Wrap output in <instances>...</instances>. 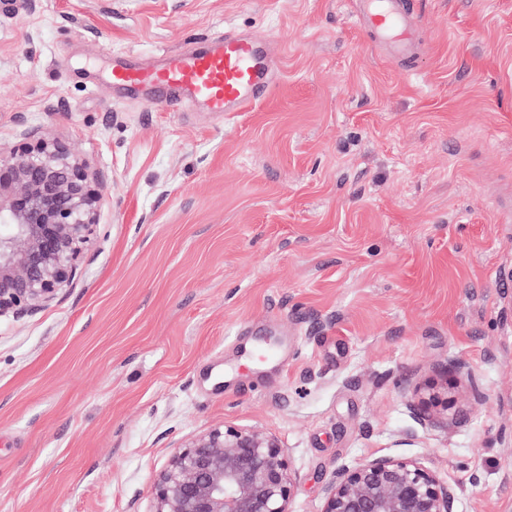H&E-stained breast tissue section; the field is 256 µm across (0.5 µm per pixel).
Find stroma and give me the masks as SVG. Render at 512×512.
Masks as SVG:
<instances>
[{
    "mask_svg": "<svg viewBox=\"0 0 512 512\" xmlns=\"http://www.w3.org/2000/svg\"><path fill=\"white\" fill-rule=\"evenodd\" d=\"M413 8L400 61L354 0H0V149L104 190L79 276L0 317V512H153L224 426L278 439L291 512L376 457L512 512V0ZM227 31L276 48L248 111L110 81Z\"/></svg>",
    "mask_w": 512,
    "mask_h": 512,
    "instance_id": "stroma-1",
    "label": "stroma"
}]
</instances>
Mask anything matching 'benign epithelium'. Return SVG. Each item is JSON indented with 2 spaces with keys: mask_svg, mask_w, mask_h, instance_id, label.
I'll use <instances>...</instances> for the list:
<instances>
[{
  "mask_svg": "<svg viewBox=\"0 0 512 512\" xmlns=\"http://www.w3.org/2000/svg\"><path fill=\"white\" fill-rule=\"evenodd\" d=\"M102 197L95 175L60 144L0 150V317L32 312L74 281ZM426 400L452 405L446 388ZM292 487L274 436L213 428L175 447L154 484V512H289ZM453 501L421 463L378 457L335 473L322 512H452Z\"/></svg>",
  "mask_w": 512,
  "mask_h": 512,
  "instance_id": "obj_1",
  "label": "benign epithelium"
}]
</instances>
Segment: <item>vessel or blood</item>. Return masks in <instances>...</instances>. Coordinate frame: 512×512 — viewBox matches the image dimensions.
<instances>
[{"mask_svg": "<svg viewBox=\"0 0 512 512\" xmlns=\"http://www.w3.org/2000/svg\"><path fill=\"white\" fill-rule=\"evenodd\" d=\"M407 0H360L357 19L373 31L394 56L412 57L418 49ZM275 60L255 41L232 33L212 39L207 49L166 53L162 66L140 69L116 65L112 82L146 86L151 101L167 107L170 91H182L190 102L213 112H243L271 86Z\"/></svg>", "mask_w": 512, "mask_h": 512, "instance_id": "vessel-or-blood-1", "label": "vessel or blood"}]
</instances>
